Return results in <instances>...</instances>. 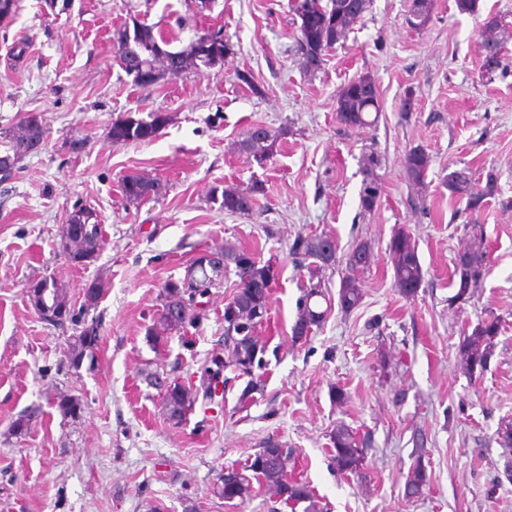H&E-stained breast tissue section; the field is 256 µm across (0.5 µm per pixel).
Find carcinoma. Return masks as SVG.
<instances>
[{"mask_svg":"<svg viewBox=\"0 0 512 512\" xmlns=\"http://www.w3.org/2000/svg\"><path fill=\"white\" fill-rule=\"evenodd\" d=\"M291 11L300 20L299 30L303 31V41L296 42V54L302 69L314 74L321 69L326 50L346 40L353 26L362 20L369 7V0H291ZM320 13L319 23L310 33L304 32V13ZM113 44L117 46L122 69L129 76H135L142 66H154L157 69L155 81L164 76H179L182 73L201 68H213L224 64V58L230 53V45L224 41L222 33L205 32L179 49L170 48V41L154 27L144 23L134 26L121 25L113 32ZM484 52L483 66L491 72L504 69V49L496 38L482 40ZM365 85L360 96H350L342 91L336 99L337 120L346 128H365L372 125L368 120L370 112H379L377 86L369 75L359 76ZM167 114L151 112L147 117L127 115L112 123L110 136L115 144L149 141L168 124ZM287 131L273 132L265 126L249 130L236 143L239 153L261 164L276 152L281 136ZM43 128L35 117H29L13 128L5 130L11 152L0 156V183L11 180L16 165L28 154L31 145L42 139ZM431 159L422 149H410L404 159V168L409 187L417 194L427 186L426 178ZM380 157L375 151L363 155L362 173L364 175L361 191V204L364 210L372 211L380 202L381 186L376 168ZM444 184L453 195L467 199L468 208L474 210L495 192V177L489 173L485 185L480 187L469 167L465 166L449 172ZM126 200L132 204L156 196L160 192L158 182L141 175L127 176L122 184ZM259 185L253 184L246 189H226L221 199L213 200L219 209L229 214H247L255 205L254 195ZM71 220L78 224L92 225V235L83 243L71 245L60 241L62 250L71 261L85 263L93 260L102 249V228L97 214L87 208H76L71 212ZM463 262H454L450 275V285L456 288L455 299L467 300L488 272L485 264L488 258L482 235L472 233L462 244ZM224 256V270L234 269L239 282L230 301L224 304V336L221 349L212 354L200 369V385L185 384L178 377L159 368L146 375L149 385L166 389L161 408L168 421L179 425L193 413L197 403L210 404L217 398V385H228L230 378L217 381L218 373L212 370L216 366L230 369L234 379H245L238 402L245 406L254 400V395L264 390L262 375L255 370H264L267 362V342L257 336V327L261 318L268 315L270 305V286L276 272L270 262H262L250 251L227 244L214 249ZM291 254L296 262L306 268L307 284L298 300V315L291 328V341L294 343L307 339L313 328L320 327L326 317V311L319 309L317 299L326 298L322 289V272L335 269L337 248L334 237L327 234L299 235L291 246ZM371 244L361 241L346 255L345 266L356 271H345L340 279L338 291L342 309L350 310L358 305L362 293L358 287V273L370 266ZM388 257L392 266L394 284L408 299L414 297L422 285L424 275L416 244L409 234L400 231L393 235L388 245ZM224 275L211 266L203 265V259L195 258L187 267L183 278L168 281L161 294V309L154 318L148 332V341L154 345L164 341L169 334L178 332L186 326H198L207 319V309L191 306L194 297L202 299L210 295L211 289L223 284ZM51 306L54 307L57 321L55 326L69 324L73 334L68 340V366L74 372L82 367L91 371L98 361L100 345V323L88 318L90 310L96 308L103 295V288L97 281L89 283L83 292V301L79 315L71 314L73 305L68 299L63 284L52 281ZM499 334V320L491 315L480 321L472 330L464 331L459 343L460 369L472 376L487 369L496 347ZM60 414L76 418L83 411V404L77 397L60 395L55 402ZM331 442V460L337 470L357 474L363 466V449L353 431L346 425L336 426L329 434ZM292 450L283 447L276 438L262 443L253 455L250 463L242 469L228 468L218 477V482L229 489L234 497L244 500L251 492V479L265 482L275 492L281 502L294 509L305 504L303 512H316L308 486L297 480L288 479V461ZM428 486L426 468L416 461L409 469L404 496L407 500L421 497Z\"/></svg>","mask_w":512,"mask_h":512,"instance_id":"obj_1","label":"carcinoma"}]
</instances>
